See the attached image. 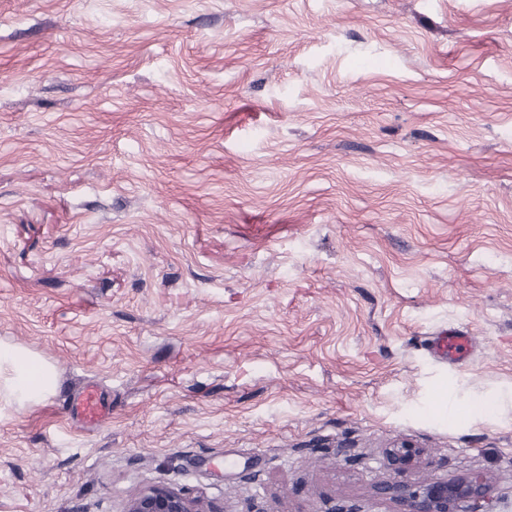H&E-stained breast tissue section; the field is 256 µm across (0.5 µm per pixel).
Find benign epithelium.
I'll return each mask as SVG.
<instances>
[{"instance_id":"obj_1","label":"benign epithelium","mask_w":512,"mask_h":512,"mask_svg":"<svg viewBox=\"0 0 512 512\" xmlns=\"http://www.w3.org/2000/svg\"><path fill=\"white\" fill-rule=\"evenodd\" d=\"M419 459L420 451L406 441L395 443L387 452L388 465L395 470H403ZM494 491L493 478L480 470L417 489L401 481L376 487L379 496L402 507L400 512H479V507L493 497ZM124 512H224V509L161 484L132 498Z\"/></svg>"}]
</instances>
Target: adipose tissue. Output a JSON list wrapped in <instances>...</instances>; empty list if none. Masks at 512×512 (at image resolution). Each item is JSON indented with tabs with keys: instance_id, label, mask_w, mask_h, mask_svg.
<instances>
[{
	"instance_id": "adipose-tissue-1",
	"label": "adipose tissue",
	"mask_w": 512,
	"mask_h": 512,
	"mask_svg": "<svg viewBox=\"0 0 512 512\" xmlns=\"http://www.w3.org/2000/svg\"><path fill=\"white\" fill-rule=\"evenodd\" d=\"M56 385V372L18 345L0 344V399L23 405L39 404Z\"/></svg>"
}]
</instances>
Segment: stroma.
Listing matches in <instances>:
<instances>
[{"instance_id": "stroma-1", "label": "stroma", "mask_w": 512, "mask_h": 512, "mask_svg": "<svg viewBox=\"0 0 512 512\" xmlns=\"http://www.w3.org/2000/svg\"><path fill=\"white\" fill-rule=\"evenodd\" d=\"M0 343V512H512V0H0ZM472 344L471 336H465L464 332L449 328L435 336L432 345L434 354L448 360V364L460 363ZM55 368L19 345L0 344V401L37 405L55 389ZM112 414V404L93 386L82 389L78 398L71 406L70 415L86 429L94 428ZM419 459L420 451L406 441L395 443L387 452L388 465L395 470H403ZM495 491L493 478L480 470L446 481L424 484L417 489L394 481L376 487V493L398 503L399 512H479L482 502ZM124 512H224V509L191 497L184 490L161 484L132 498Z\"/></svg>"}]
</instances>
